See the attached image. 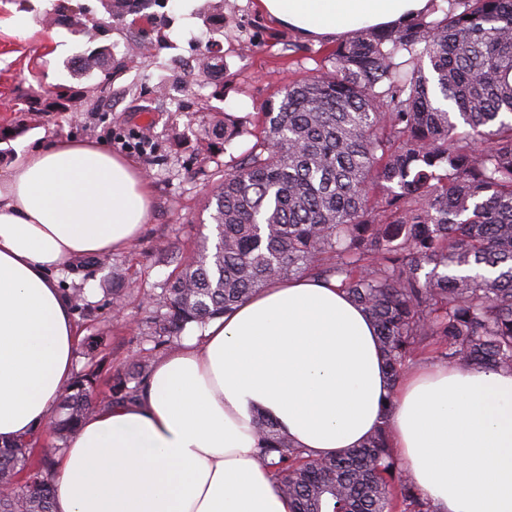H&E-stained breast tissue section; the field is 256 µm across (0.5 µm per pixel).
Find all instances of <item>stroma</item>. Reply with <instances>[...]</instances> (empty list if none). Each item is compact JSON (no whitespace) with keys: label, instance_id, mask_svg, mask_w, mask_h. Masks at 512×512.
<instances>
[{"label":"stroma","instance_id":"35a3bbf8","mask_svg":"<svg viewBox=\"0 0 512 512\" xmlns=\"http://www.w3.org/2000/svg\"><path fill=\"white\" fill-rule=\"evenodd\" d=\"M53 0H0V131L14 126L13 104L18 95L58 87L90 91L102 80L100 72L81 73L80 56L95 44H125L144 40L141 27L117 28L97 42L48 24ZM160 13L168 45L149 49L112 80L109 93L93 99L77 114L44 112L17 136L0 140V169L9 166L20 145L35 146L50 139L95 140L112 153L138 164L151 193V209L139 237L127 249L100 254L95 264L63 268L55 278L65 294H81L95 308L97 320L78 319L82 336L99 337L93 358L76 353L74 369L87 362L98 366L100 395H107L116 370L134 359L153 355V345L141 338L147 302L160 293L168 275L203 238L212 236L208 202L224 171L254 143L244 134L200 152L201 136L211 119L227 112L254 121L260 106L279 99L289 82L328 68L331 39L302 37L261 14L255 0H224V29L214 38L223 50L221 78L189 83L186 67L196 61L207 29L202 18L181 24L176 0ZM149 137L147 152L136 148L139 136ZM130 293L120 315L112 313V284Z\"/></svg>","mask_w":512,"mask_h":512}]
</instances>
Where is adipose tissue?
<instances>
[{"label": "adipose tissue", "instance_id": "adipose-tissue-1", "mask_svg": "<svg viewBox=\"0 0 512 512\" xmlns=\"http://www.w3.org/2000/svg\"><path fill=\"white\" fill-rule=\"evenodd\" d=\"M309 38L397 26L431 0H257ZM138 165L53 139L0 172V444L43 427L73 375L77 327L51 273L129 247ZM339 455L381 419L437 512H512V372L423 366L391 380L373 322L335 285L281 282L158 361L138 399L96 410L54 478L55 512H293L254 457L256 416Z\"/></svg>", "mask_w": 512, "mask_h": 512}]
</instances>
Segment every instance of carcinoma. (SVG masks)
<instances>
[{
  "mask_svg": "<svg viewBox=\"0 0 512 512\" xmlns=\"http://www.w3.org/2000/svg\"><path fill=\"white\" fill-rule=\"evenodd\" d=\"M57 0L53 21L105 35L91 9ZM118 21L139 0H100ZM224 27L223 0L199 12ZM102 46L81 58L104 76L126 66ZM331 68L294 81L257 113L256 142L224 170L216 242L203 241L150 301L145 340L161 351L188 326L221 317L277 280L340 283L378 331L390 377L432 350L464 368L512 371V0H448L440 18L352 32ZM58 88L26 112H74ZM152 371H117L109 398L97 371L63 388L46 423L66 442L109 402L138 398ZM255 457H274L295 512H433L398 470L383 421L357 448L315 457L270 419L255 421ZM57 446H0V512H54Z\"/></svg>",
  "mask_w": 512,
  "mask_h": 512,
  "instance_id": "carcinoma-1",
  "label": "carcinoma"
}]
</instances>
